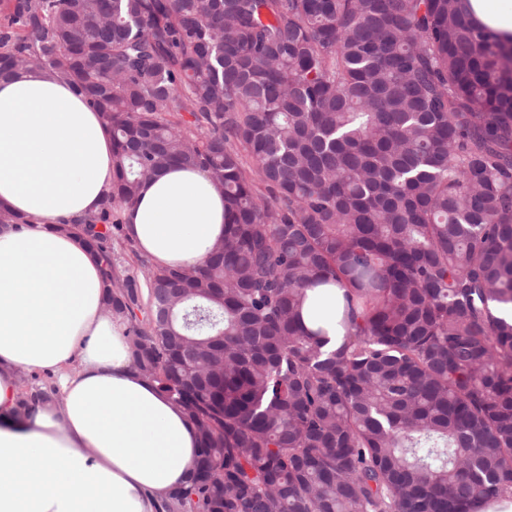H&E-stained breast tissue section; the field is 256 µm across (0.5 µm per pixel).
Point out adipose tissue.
I'll return each mask as SVG.
<instances>
[{"mask_svg":"<svg viewBox=\"0 0 512 512\" xmlns=\"http://www.w3.org/2000/svg\"><path fill=\"white\" fill-rule=\"evenodd\" d=\"M469 2L512 39V0ZM111 187V134L68 82L0 80V207L29 220L0 228V512H156L192 474L194 425L131 369L98 253L56 229L97 213ZM123 218L154 264L191 265L224 235V195L170 168ZM41 370L57 392L31 408L20 375Z\"/></svg>","mask_w":512,"mask_h":512,"instance_id":"ef3b65f1","label":"adipose tissue"}]
</instances>
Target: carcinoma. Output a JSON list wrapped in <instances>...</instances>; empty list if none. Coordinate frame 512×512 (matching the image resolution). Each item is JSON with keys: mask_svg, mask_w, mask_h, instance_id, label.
Listing matches in <instances>:
<instances>
[{"mask_svg": "<svg viewBox=\"0 0 512 512\" xmlns=\"http://www.w3.org/2000/svg\"><path fill=\"white\" fill-rule=\"evenodd\" d=\"M31 69L112 132L111 192L59 228L96 248L133 368L197 430L162 512L512 495V42L467 0H0V79ZM172 165L224 193L197 265L123 232ZM330 283L331 351L301 321Z\"/></svg>", "mask_w": 512, "mask_h": 512, "instance_id": "cac0c4a2", "label": "carcinoma"}]
</instances>
